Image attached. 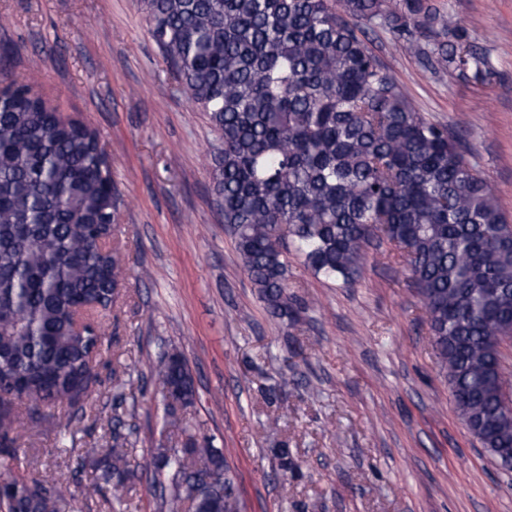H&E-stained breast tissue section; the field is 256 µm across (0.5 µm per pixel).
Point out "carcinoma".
Here are the masks:
<instances>
[{
  "mask_svg": "<svg viewBox=\"0 0 512 512\" xmlns=\"http://www.w3.org/2000/svg\"><path fill=\"white\" fill-rule=\"evenodd\" d=\"M153 39L220 147L214 191L243 270L267 312L292 317L288 248L317 277L354 283L370 241L393 247L409 273L459 416L512 470V383L498 338L512 333V218L466 159L462 138L417 112L361 38L380 27L405 37L434 67L481 71L451 16L432 0H142ZM0 47V453L14 404L40 427L65 403L82 406L96 379L99 323L80 334L73 307L105 314L125 279L110 162L98 132L50 108L10 72ZM164 400L186 408L196 388L172 350L159 375ZM116 399L134 381L112 371ZM130 424L115 423L89 501L125 505L138 480ZM159 453L162 512H241L221 448L187 428ZM213 473L224 480L207 482ZM0 512H69L53 478L0 474Z\"/></svg>",
  "mask_w": 512,
  "mask_h": 512,
  "instance_id": "obj_1",
  "label": "carcinoma"
}]
</instances>
